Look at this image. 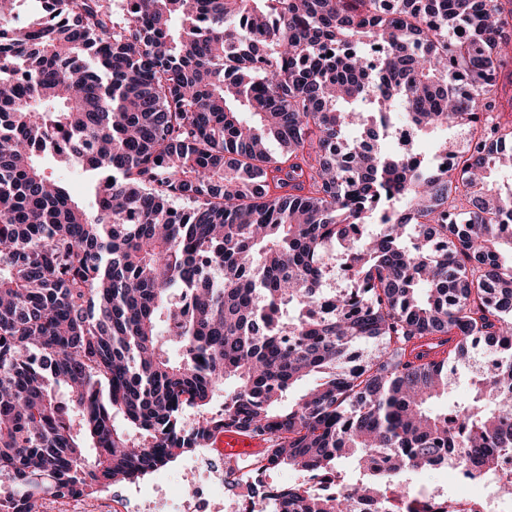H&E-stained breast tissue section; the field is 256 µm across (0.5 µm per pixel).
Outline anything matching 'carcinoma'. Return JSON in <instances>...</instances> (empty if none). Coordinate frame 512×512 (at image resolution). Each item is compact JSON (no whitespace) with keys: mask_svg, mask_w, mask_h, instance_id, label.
<instances>
[{"mask_svg":"<svg viewBox=\"0 0 512 512\" xmlns=\"http://www.w3.org/2000/svg\"><path fill=\"white\" fill-rule=\"evenodd\" d=\"M18 2L0 512L134 483L227 428L268 443L263 470L339 485L259 483L248 512H452L410 485L445 464L512 490V0H37L17 27ZM46 160L82 165L94 212ZM337 246L353 285L332 290ZM461 370L466 397L434 409Z\"/></svg>","mask_w":512,"mask_h":512,"instance_id":"cac0c4a2","label":"carcinoma"}]
</instances>
